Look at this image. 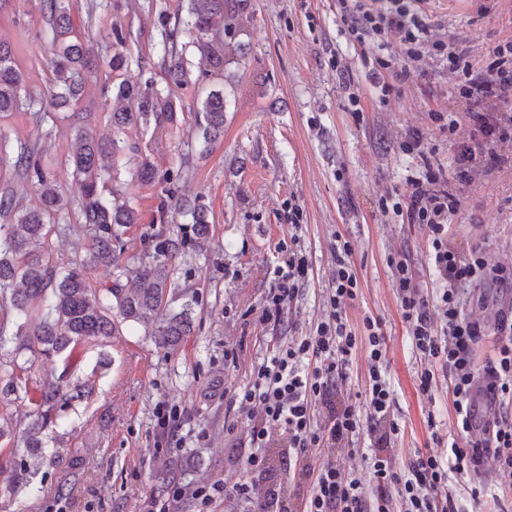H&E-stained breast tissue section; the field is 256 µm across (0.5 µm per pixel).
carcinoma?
I'll list each match as a JSON object with an SVG mask.
<instances>
[{
  "instance_id": "1",
  "label": "carcinoma",
  "mask_w": 512,
  "mask_h": 512,
  "mask_svg": "<svg viewBox=\"0 0 512 512\" xmlns=\"http://www.w3.org/2000/svg\"><path fill=\"white\" fill-rule=\"evenodd\" d=\"M68 0H42L53 34L54 52L50 58L52 85L60 92L52 93L51 104L58 106L78 104L86 80L98 67L87 56L79 42L71 41L75 27ZM247 0H190L188 31L193 35V46L201 55L203 64L220 69L230 63L239 50L237 38L244 29ZM223 29H214L215 20ZM179 22L161 23L163 46L162 65L168 83L164 90L143 88L121 81L112 85V93L125 102L124 107L111 112L112 127L148 128L176 121L178 104L174 89L192 82L185 66V48L178 47L176 31ZM23 75L18 69L11 47L0 41V114L30 110L36 105L31 97L21 95ZM224 91L211 90L202 99L195 112V123L201 132L204 146L224 136ZM78 147L68 159L80 195L74 202L64 198L57 183L43 168L39 141L21 142L9 158V165L18 181L34 186L41 206L24 207L12 183L0 185V308L13 310L22 319L15 334V358L0 360V380H5V395L28 393L29 372L43 357L62 358L64 370H72V354L78 347L89 351L103 348L109 339L121 333L122 324L135 323L144 328L146 336L158 347L175 349L191 334L194 327V297L179 288L171 272L172 260L184 248L179 236L159 230L152 235V246L140 255L131 256L138 263L134 286L122 282L125 268L121 259L125 253L123 235L139 223L137 210L127 203H119L117 186L121 184L122 157L139 154V147L121 141L95 137L84 126L81 113L72 115ZM192 146L182 153L180 169L167 173L164 180L167 200L160 205L159 223L169 208L175 207L190 217L195 244L205 248L209 241L208 208L201 199H182L175 196L182 168L190 164ZM140 183H152L156 172L152 163L140 158L136 167ZM112 182V197L103 198L102 185ZM71 210L73 224L59 223L58 215ZM87 232L92 239L91 262L110 265L117 270L112 284L105 288L93 287L85 276V266L75 265L58 269L46 253V242L51 232L67 235L77 230ZM185 299L179 309L171 308L176 293ZM93 387L89 383L74 386L72 391L54 384L40 389L34 419L21 435L15 438L12 400L0 399V443L12 448L11 456L0 461V469L10 470L9 491L22 492L31 485L32 476L25 458L39 457L56 462L57 455L47 454L51 438L46 434L49 425L60 420L58 410L73 399H88Z\"/></svg>"
}]
</instances>
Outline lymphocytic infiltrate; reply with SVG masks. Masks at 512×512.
<instances>
[{"label": "lymphocytic infiltrate", "mask_w": 512, "mask_h": 512, "mask_svg": "<svg viewBox=\"0 0 512 512\" xmlns=\"http://www.w3.org/2000/svg\"><path fill=\"white\" fill-rule=\"evenodd\" d=\"M338 2L357 42L381 38L397 43L403 63L390 69L396 78H406L408 62L419 60L423 52L445 58L453 93L469 118V136L462 140L456 119L448 121L449 138L459 141L451 174L431 172L411 180L408 195L392 205L395 214L428 230L429 263L438 280L435 297L420 287L410 262L389 260L401 319L423 361L417 389L428 396L438 384H446L466 445L452 448L446 459L418 454L404 473L394 467L399 425L386 372V336L371 316H364L359 332L349 322L360 283L351 245L343 242L334 248L324 319L309 335L277 346L252 384L235 397L238 414L247 423L243 442L251 452L246 464L263 473V480H218L195 488L192 495L206 507L232 490L245 502H259L261 512H292L289 500L296 488L305 486L309 493L302 512H459L448 489L449 474L475 475L490 463L500 481L512 488V304L498 315L494 358L480 367L476 352L487 334L478 318L465 314L461 299L466 284L488 282L512 293V265L491 264L482 249L464 252L448 238L449 221L466 193L492 172L512 167V113L502 109L512 102V39L495 46L490 61L477 70L457 42L424 41L426 24L416 0ZM309 266L306 253L289 248L273 269L275 286L263 318L293 304ZM361 350L367 379L359 402L348 380ZM480 384L491 392L493 406L479 417L473 390ZM363 434L370 441L365 450L355 445ZM267 448L280 449L286 479L274 477L263 454Z\"/></svg>", "instance_id": "obj_1"}]
</instances>
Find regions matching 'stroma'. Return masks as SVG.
<instances>
[{"label":"stroma","mask_w":512,"mask_h":512,"mask_svg":"<svg viewBox=\"0 0 512 512\" xmlns=\"http://www.w3.org/2000/svg\"><path fill=\"white\" fill-rule=\"evenodd\" d=\"M482 2L422 4L429 37L464 40L478 66L499 41L512 37V0H500L487 15L479 11ZM69 6L86 53L100 63L78 109L86 112L93 135L109 139V115L121 106L108 93L113 29L129 34L122 79L165 88L159 22L186 17L188 0H70ZM248 8L250 32L239 63L178 90L182 110L176 123L122 134L137 143L157 174L182 170L179 194L201 198L209 209L206 250L187 251L175 261L180 286L194 294V331L169 351L146 339L141 326L125 325L105 348V366L96 352L76 350L75 375L91 380L94 393L66 406L57 429L59 462L30 460L36 472L32 493L10 498L7 476L0 474V512H149L154 500L168 502L170 512H199L191 495L195 487L223 478L234 482L243 473L248 451L237 442L245 423L231 405L233 391L252 382L273 347L308 334L320 318L339 238L351 243L361 282L350 324L361 327L367 315L384 323L394 414L402 427L394 447L396 468L404 469L415 453L442 452L459 440L447 388L439 387L432 406L415 389L417 361L387 265L389 255L403 254L416 266L421 287L435 289L425 257L428 231L379 206L381 199L406 195L410 179L425 167L447 168L456 155L444 115L452 113L463 128L468 120L454 98L448 66L424 55L411 63L406 80L384 92L375 87L371 68L377 59L398 55L396 44L354 41L336 0H248ZM0 41L14 52L25 93L44 100L52 32L40 0L0 5ZM213 89L226 95L224 137L209 154L180 168L177 146L200 143L191 113ZM354 95L360 98L356 109L350 105ZM72 111L50 109L39 123L27 112L0 117L6 151L40 140L44 166L69 200L78 196L66 162L75 146ZM413 135L422 136L423 153L404 150ZM122 178L140 215L125 234L130 253L147 249L162 227L190 236L186 217L177 211H169L166 225L158 223L165 183L141 184L127 172ZM292 204L301 216L298 246L311 266L292 307L265 321L261 311L273 286L271 271L290 240ZM452 222L459 249L479 246L492 262L512 263V170L476 184ZM47 248L59 268L87 263L93 286L114 277L112 267L91 263L85 233L50 235ZM60 372L55 357L34 364L28 396L10 407L18 428L27 426L40 385L57 381ZM428 406L435 415L431 426L423 413ZM161 411L170 414L173 426L164 442L157 436Z\"/></svg>","instance_id":"35a3bbf8"}]
</instances>
